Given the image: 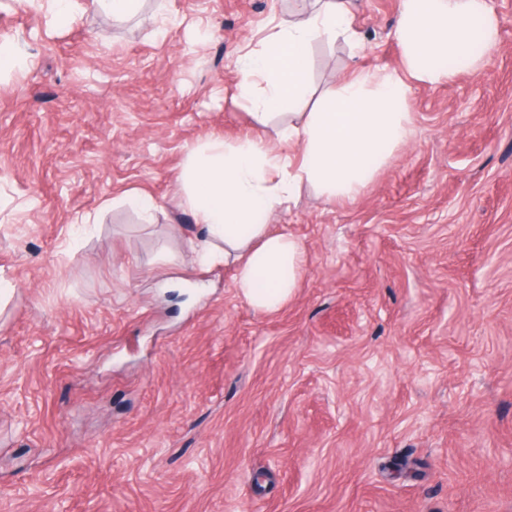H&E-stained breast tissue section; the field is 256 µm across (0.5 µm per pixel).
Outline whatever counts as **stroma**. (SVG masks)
Instances as JSON below:
<instances>
[{
    "label": "stroma",
    "instance_id": "stroma-1",
    "mask_svg": "<svg viewBox=\"0 0 512 512\" xmlns=\"http://www.w3.org/2000/svg\"><path fill=\"white\" fill-rule=\"evenodd\" d=\"M319 40L305 111L397 69ZM485 70L410 81L414 134L356 200L304 189L305 249L263 313L192 263L189 151L264 137L236 59L289 0H144L115 22L0 0V512H512V0ZM151 195L144 223L118 199Z\"/></svg>",
    "mask_w": 512,
    "mask_h": 512
}]
</instances>
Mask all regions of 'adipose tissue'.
Returning <instances> with one entry per match:
<instances>
[{
    "label": "adipose tissue",
    "instance_id": "ef3b65f1",
    "mask_svg": "<svg viewBox=\"0 0 512 512\" xmlns=\"http://www.w3.org/2000/svg\"><path fill=\"white\" fill-rule=\"evenodd\" d=\"M321 2L291 14L261 47L237 58L241 100L257 125H266L271 110L292 112L279 132L288 151L260 138L234 146L211 139L190 151L181 172L180 204L200 228L187 240L195 263L233 266L240 296L264 312L293 295L306 263L293 235L270 231L268 215L290 209L306 187L338 200L360 195L413 136L409 80L443 84L483 70L499 39L487 0H401L395 36L403 72L356 71L337 80L318 111L303 112L311 43L355 39L350 0ZM476 41L483 53H473Z\"/></svg>",
    "mask_w": 512,
    "mask_h": 512
}]
</instances>
